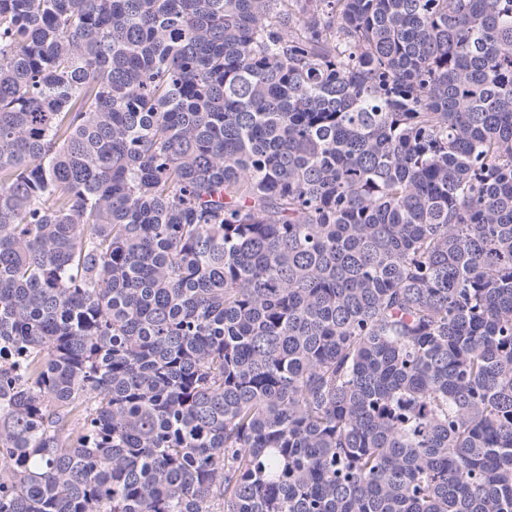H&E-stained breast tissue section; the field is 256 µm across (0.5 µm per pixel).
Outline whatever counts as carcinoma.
<instances>
[{
	"mask_svg": "<svg viewBox=\"0 0 512 512\" xmlns=\"http://www.w3.org/2000/svg\"><path fill=\"white\" fill-rule=\"evenodd\" d=\"M0 512H512V0H0Z\"/></svg>",
	"mask_w": 512,
	"mask_h": 512,
	"instance_id": "obj_1",
	"label": "carcinoma"
}]
</instances>
